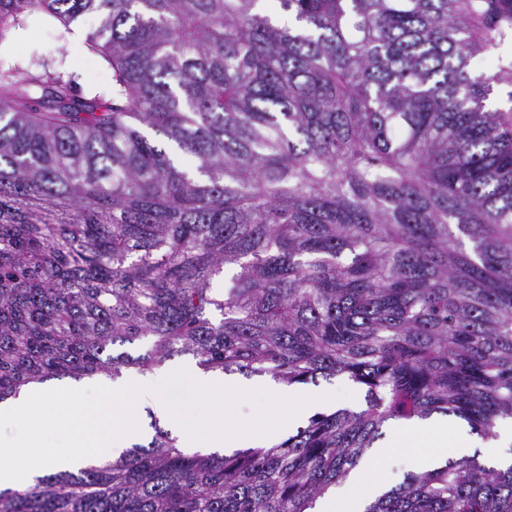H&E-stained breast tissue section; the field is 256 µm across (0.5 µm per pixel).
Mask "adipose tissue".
<instances>
[{"label": "adipose tissue", "instance_id": "ef3b65f1", "mask_svg": "<svg viewBox=\"0 0 512 512\" xmlns=\"http://www.w3.org/2000/svg\"><path fill=\"white\" fill-rule=\"evenodd\" d=\"M497 439L482 441L462 433H449L438 420L396 422L384 445L373 448L353 470L343 487L318 499L313 512H363L364 508L394 485V477L385 462L400 454L403 464L414 472H424L445 464L448 458L480 454L495 458L501 465L512 464L506 449L512 445V420L497 424Z\"/></svg>", "mask_w": 512, "mask_h": 512}]
</instances>
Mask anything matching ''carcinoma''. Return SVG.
Wrapping results in <instances>:
<instances>
[{
    "label": "carcinoma",
    "mask_w": 512,
    "mask_h": 512,
    "mask_svg": "<svg viewBox=\"0 0 512 512\" xmlns=\"http://www.w3.org/2000/svg\"><path fill=\"white\" fill-rule=\"evenodd\" d=\"M258 2L0 0V49L93 15L112 69L78 95L62 60L0 58V402L190 356L345 375L366 408L230 455L154 419L0 512H308L393 420L512 419V113L472 65L512 0H277L291 26ZM365 512H512V466L409 473Z\"/></svg>",
    "instance_id": "carcinoma-1"
}]
</instances>
